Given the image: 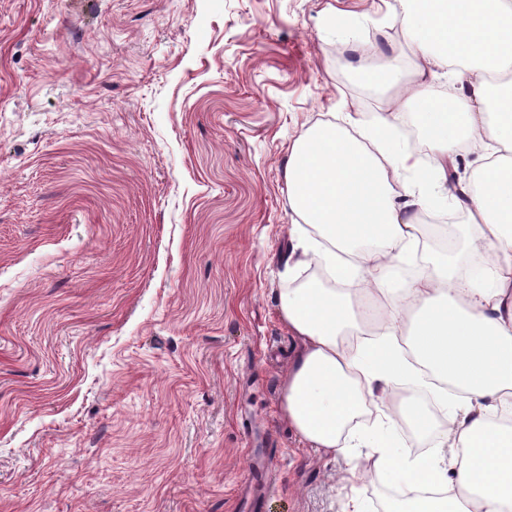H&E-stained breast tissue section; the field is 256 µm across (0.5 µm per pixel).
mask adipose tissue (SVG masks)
Wrapping results in <instances>:
<instances>
[{
  "mask_svg": "<svg viewBox=\"0 0 512 512\" xmlns=\"http://www.w3.org/2000/svg\"><path fill=\"white\" fill-rule=\"evenodd\" d=\"M388 15L407 27L417 61L384 70L362 64L352 76L389 96V114L358 112L315 125L288 150V207L324 241L304 238L303 261L330 277L371 276L394 302H416L415 363L443 381L434 403L455 415V435H428L432 455L410 459L402 445L375 448L376 466L398 477L392 512H505L512 505V0H393ZM451 87L447 103L433 88ZM414 123L430 152L421 169L403 144ZM477 153L467 187L469 224L438 232L429 266L412 260L421 213L448 206V165ZM400 271L385 286L378 262ZM281 317L299 349L283 383L282 412L311 447L339 455L342 435L374 383L413 384L396 322L362 350L342 338L353 327L347 298L311 284L285 288ZM449 482L446 496L426 487Z\"/></svg>",
  "mask_w": 512,
  "mask_h": 512,
  "instance_id": "ef3b65f1",
  "label": "adipose tissue"
}]
</instances>
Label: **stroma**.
<instances>
[{
  "instance_id": "35a3bbf8",
  "label": "stroma",
  "mask_w": 512,
  "mask_h": 512,
  "mask_svg": "<svg viewBox=\"0 0 512 512\" xmlns=\"http://www.w3.org/2000/svg\"><path fill=\"white\" fill-rule=\"evenodd\" d=\"M379 2L0 0V512H236L254 453L264 512H390L360 437L445 424L377 387L347 456L300 442L278 308L335 285L296 262L289 147L386 106L324 19L416 60Z\"/></svg>"
}]
</instances>
